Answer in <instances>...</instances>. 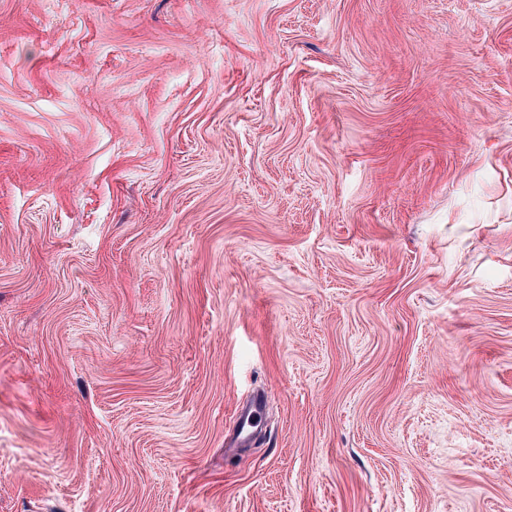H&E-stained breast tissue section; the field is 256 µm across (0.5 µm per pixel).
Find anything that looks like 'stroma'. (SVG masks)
Instances as JSON below:
<instances>
[{
  "label": "stroma",
  "instance_id": "stroma-1",
  "mask_svg": "<svg viewBox=\"0 0 512 512\" xmlns=\"http://www.w3.org/2000/svg\"><path fill=\"white\" fill-rule=\"evenodd\" d=\"M0 512H512V0H0ZM262 422L261 400L257 399L246 410H240L236 414V423L239 436L243 440L250 439L259 429Z\"/></svg>",
  "mask_w": 512,
  "mask_h": 512
}]
</instances>
